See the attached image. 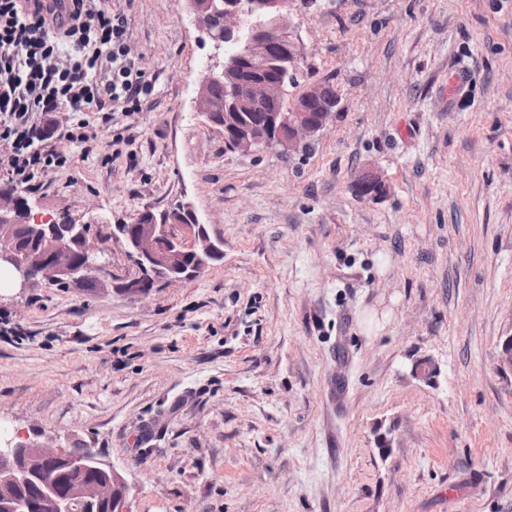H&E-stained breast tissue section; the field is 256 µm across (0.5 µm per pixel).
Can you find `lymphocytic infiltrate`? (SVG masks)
Wrapping results in <instances>:
<instances>
[{"mask_svg":"<svg viewBox=\"0 0 512 512\" xmlns=\"http://www.w3.org/2000/svg\"><path fill=\"white\" fill-rule=\"evenodd\" d=\"M0 0V181L39 190L69 164L60 140L92 151L90 115L133 112L155 80L131 56L128 18L112 0Z\"/></svg>","mask_w":512,"mask_h":512,"instance_id":"f902f5d3","label":"lymphocytic infiltrate"}]
</instances>
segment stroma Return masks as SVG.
<instances>
[{
  "label": "stroma",
  "mask_w": 512,
  "mask_h": 512,
  "mask_svg": "<svg viewBox=\"0 0 512 512\" xmlns=\"http://www.w3.org/2000/svg\"><path fill=\"white\" fill-rule=\"evenodd\" d=\"M112 2L155 92L34 193L91 224L110 290L0 288V439L101 452L129 512H512V0H290L340 97L291 156L198 113L185 0ZM182 202L222 260L128 294L108 227Z\"/></svg>",
  "instance_id": "1"
}]
</instances>
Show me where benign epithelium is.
<instances>
[{
  "label": "benign epithelium",
  "instance_id": "obj_1",
  "mask_svg": "<svg viewBox=\"0 0 512 512\" xmlns=\"http://www.w3.org/2000/svg\"><path fill=\"white\" fill-rule=\"evenodd\" d=\"M200 32L214 44L240 39L241 8L228 0H187ZM215 14L224 18V31L213 32L210 19ZM244 59H263L275 64L283 62L292 70L300 68L301 56L290 32L288 18L277 15L275 23L249 37ZM229 66L208 67L198 90L197 110L207 122L224 130V141L234 151L249 153L260 146H274L294 152L304 146L333 119L336 105L325 102L311 85L302 92L289 112L268 113L263 125L255 126L241 119L222 122L210 97V87L224 81ZM281 80L231 81L232 102L263 99L279 103L284 98ZM37 205L17 192L0 196V265L10 266L26 287L42 280L52 284L61 279L76 282L93 275L100 267L99 249L91 243L90 226L71 215L55 224L45 223L34 214ZM34 220V227L44 236L45 248L39 262H33L14 245L8 232L17 215ZM112 236L123 242L133 258L138 277L150 272L164 282L195 278L206 266L207 259L222 253L201 224L193 207L179 205L176 215L153 213L145 217V225L131 233L125 225H117ZM82 244V263L72 257L70 244ZM199 249L197 263L181 266L176 257L185 251ZM100 473L94 481L82 479L88 470ZM131 488L123 475L96 452L77 455L60 444L48 442L8 441L0 445V512H94L104 506L107 512H127L126 502Z\"/></svg>",
  "mask_w": 512,
  "mask_h": 512
}]
</instances>
